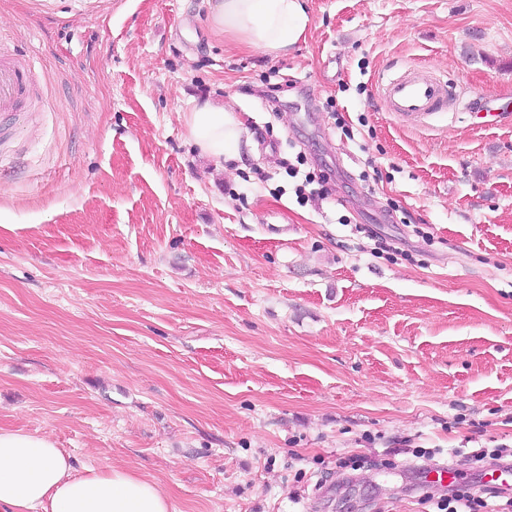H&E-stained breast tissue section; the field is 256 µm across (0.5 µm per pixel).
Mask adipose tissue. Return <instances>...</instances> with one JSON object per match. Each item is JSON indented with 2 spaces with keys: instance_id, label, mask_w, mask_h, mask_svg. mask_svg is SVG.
<instances>
[{
  "instance_id": "ef3b65f1",
  "label": "adipose tissue",
  "mask_w": 512,
  "mask_h": 512,
  "mask_svg": "<svg viewBox=\"0 0 512 512\" xmlns=\"http://www.w3.org/2000/svg\"><path fill=\"white\" fill-rule=\"evenodd\" d=\"M211 30L249 49L287 55L304 36V0H206ZM186 136L216 167L239 160L247 135L233 109L206 101ZM157 484L129 470L76 467L48 437L0 430V512H170Z\"/></svg>"
}]
</instances>
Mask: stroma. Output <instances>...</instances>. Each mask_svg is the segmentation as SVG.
Instances as JSON below:
<instances>
[{
	"label": "stroma",
	"instance_id": "35a3bbf8",
	"mask_svg": "<svg viewBox=\"0 0 512 512\" xmlns=\"http://www.w3.org/2000/svg\"><path fill=\"white\" fill-rule=\"evenodd\" d=\"M307 8L275 57L202 0H0L33 69L0 115V428L171 512L506 503L467 454L512 448V108L469 105L512 100V0ZM406 65L459 91L421 126L383 104ZM204 100L250 138L220 169L185 137ZM436 506L438 512H489L488 503L466 486L458 489L450 499L438 501Z\"/></svg>",
	"mask_w": 512,
	"mask_h": 512
}]
</instances>
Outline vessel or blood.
Masks as SVG:
<instances>
[{
    "label": "vessel or blood",
    "mask_w": 512,
    "mask_h": 512,
    "mask_svg": "<svg viewBox=\"0 0 512 512\" xmlns=\"http://www.w3.org/2000/svg\"><path fill=\"white\" fill-rule=\"evenodd\" d=\"M30 77V65L0 59V112L15 111ZM382 95L388 112L395 117L426 119L447 103L453 91L430 72L409 68L388 77Z\"/></svg>",
    "instance_id": "obj_1"
}]
</instances>
